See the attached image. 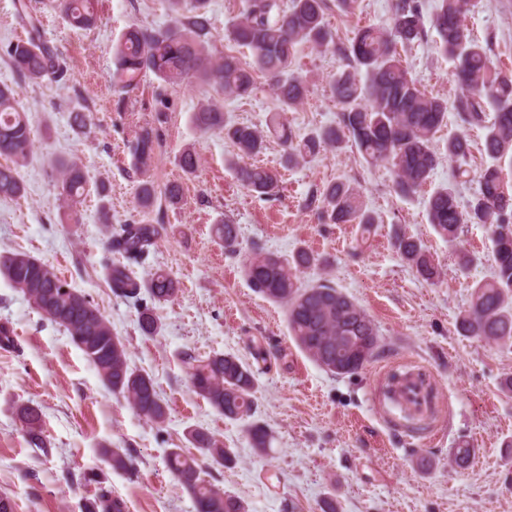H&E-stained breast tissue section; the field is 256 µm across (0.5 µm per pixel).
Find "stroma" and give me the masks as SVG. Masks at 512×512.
Returning <instances> with one entry per match:
<instances>
[{"label":"stroma","mask_w":512,"mask_h":512,"mask_svg":"<svg viewBox=\"0 0 512 512\" xmlns=\"http://www.w3.org/2000/svg\"><path fill=\"white\" fill-rule=\"evenodd\" d=\"M392 4L358 0L354 14L333 8L326 18L343 42L355 25L390 26ZM41 10L43 39L64 55L71 79L33 84L0 58V85L14 88L33 133V151L20 168L25 191L0 200V254L19 251L38 259L96 305L124 342L131 365L154 378L168 418L156 426L108 391L67 334L0 277V324L13 331L12 345L0 348V495L14 501L16 512H81L84 499L103 486L122 500L124 512H194L166 456L172 448L190 449L188 432L202 428L236 455L225 466L200 457L205 479L239 497L247 512H322L330 498L338 512H512V393L501 389L502 379L512 375V344H489L455 329L474 284L493 271L487 227L465 226L461 246L473 263L460 272L447 242L427 222L423 196L397 194L390 165L366 163L351 146L285 169L281 146L268 139L258 161L280 169V193L258 200L225 163L233 146L190 122L211 88L194 80L162 90L149 74L129 93L125 111L114 109L112 44L133 23L171 25L166 0H98L97 26L90 31L68 27L55 0H42ZM465 22L488 45L494 66L512 77V0H470ZM437 39L428 29L405 55L427 92L452 104L460 90ZM294 67L309 86L303 104L288 115L294 133L336 124L329 81L345 69L343 57L306 45ZM162 98L168 106L162 140L140 173L125 142L133 128L154 123ZM275 104L261 78L251 97L225 96L224 114L260 127ZM77 112L86 130L74 126ZM187 147L199 155L191 175L178 165ZM55 157L76 161L85 172L80 223L63 220L50 164ZM145 179L159 190L181 183L184 193L176 208L157 199L149 216L167 224L169 233L131 267L137 279L161 269L179 284L177 297L158 311L162 329L155 337L140 333L134 304L112 291L107 268L119 256L107 250L102 231L138 214V186ZM339 179L361 188L377 219L359 254L355 225L321 223L306 205L313 191ZM225 217L239 225L244 245L257 243L283 256L299 247L319 254L325 269L306 270L303 280L328 278L361 304L378 327L383 354L344 377L311 362L289 335L283 308L256 294L239 259L212 238V225ZM397 229L438 258L437 283L417 279L401 261L392 244ZM255 344L268 352L266 362L253 366L254 417L274 436L265 456L250 447L245 422L225 419L196 395L181 362L187 350L251 361ZM402 365L422 366L432 378L438 399L429 422H406L377 401L382 377ZM27 403L42 409L49 453L26 441L16 409ZM462 443L476 450L464 469L449 462ZM116 451L131 454V470L112 469ZM95 473L101 483L90 482Z\"/></svg>","instance_id":"stroma-1"}]
</instances>
